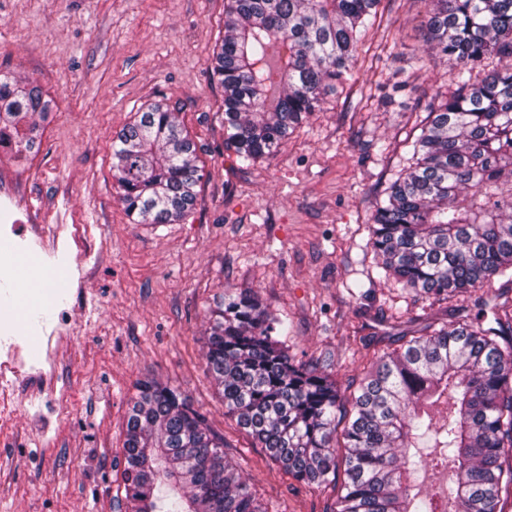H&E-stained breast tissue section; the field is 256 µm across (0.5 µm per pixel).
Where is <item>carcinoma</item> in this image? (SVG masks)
Returning a JSON list of instances; mask_svg holds the SVG:
<instances>
[{"mask_svg": "<svg viewBox=\"0 0 512 512\" xmlns=\"http://www.w3.org/2000/svg\"><path fill=\"white\" fill-rule=\"evenodd\" d=\"M381 0H224L212 74L224 144L245 164L275 152L352 75ZM429 57L455 89L411 142V164L376 205L369 244L403 287L448 298L512 270V0H424ZM55 101L0 74V138L36 150ZM112 171L139 224L193 208L197 148L154 102L112 140ZM492 323L429 325L377 358L344 395L320 363L288 355V327L251 288L224 295L204 332L208 371L233 417L292 478L344 479L326 512H504L512 490V310ZM344 423L338 428V423ZM124 488L131 512H267L224 440L176 389L142 381L129 408ZM448 471L443 493L414 476Z\"/></svg>", "mask_w": 512, "mask_h": 512, "instance_id": "1", "label": "carcinoma"}]
</instances>
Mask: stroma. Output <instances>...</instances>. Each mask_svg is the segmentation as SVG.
<instances>
[{
	"label": "stroma",
	"instance_id": "obj_1",
	"mask_svg": "<svg viewBox=\"0 0 512 512\" xmlns=\"http://www.w3.org/2000/svg\"><path fill=\"white\" fill-rule=\"evenodd\" d=\"M380 10L353 78L247 166L224 147V92L211 74L224 0H0V73L58 103L32 160L0 153V181L24 192L18 245L36 258L27 289L0 272V309L30 313L0 329V361L39 352L13 380L14 420L0 424V512H127L125 425L148 377L207 417L268 512H325L331 490L295 481L225 415L205 371L208 307L255 289L287 323L290 355L329 359L344 387L401 336L493 304L503 278L438 301L385 278L368 245L377 203L449 84L447 60L425 61L422 0ZM157 101L202 146L204 177L183 220L139 224L112 177V138ZM39 224L66 227L54 256L33 253ZM86 231L91 243L76 247ZM76 263L92 272L85 284L47 280Z\"/></svg>",
	"mask_w": 512,
	"mask_h": 512
}]
</instances>
